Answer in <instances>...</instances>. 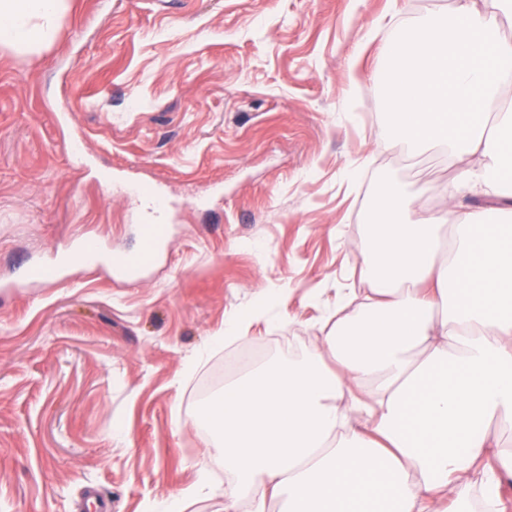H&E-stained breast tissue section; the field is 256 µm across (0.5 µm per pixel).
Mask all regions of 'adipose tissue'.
<instances>
[{
    "mask_svg": "<svg viewBox=\"0 0 512 512\" xmlns=\"http://www.w3.org/2000/svg\"><path fill=\"white\" fill-rule=\"evenodd\" d=\"M68 0H0V48L37 55ZM512 0H457L394 29L389 125L443 150L488 208L416 221L389 183L369 211L363 302L313 350L224 388L203 422L233 476L229 512H446L493 457L512 475Z\"/></svg>",
    "mask_w": 512,
    "mask_h": 512,
    "instance_id": "ef3b65f1",
    "label": "adipose tissue"
}]
</instances>
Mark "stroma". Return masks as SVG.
I'll use <instances>...</instances> for the list:
<instances>
[{
    "label": "stroma",
    "instance_id": "obj_1",
    "mask_svg": "<svg viewBox=\"0 0 512 512\" xmlns=\"http://www.w3.org/2000/svg\"><path fill=\"white\" fill-rule=\"evenodd\" d=\"M454 2L72 0L51 49L0 50V512H168L202 476L188 512H225L231 479L194 426L214 364L250 342L264 365L315 347L362 285L385 180L415 218L487 204L387 126L393 30ZM128 182L168 208L146 277L80 264L11 287L78 236L135 250L145 208Z\"/></svg>",
    "mask_w": 512,
    "mask_h": 512
}]
</instances>
